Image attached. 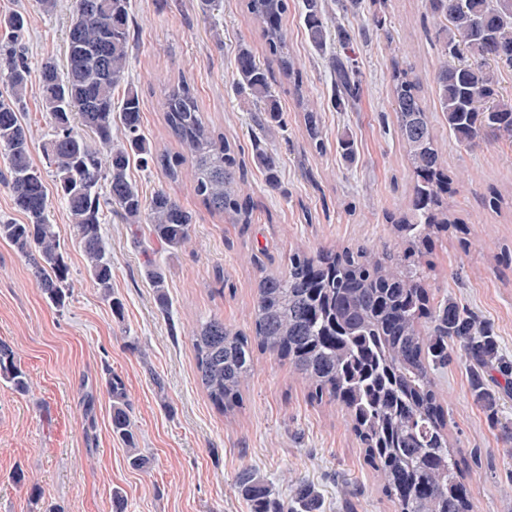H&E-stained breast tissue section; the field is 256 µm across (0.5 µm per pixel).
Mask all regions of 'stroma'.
Here are the masks:
<instances>
[{"label": "stroma", "mask_w": 512, "mask_h": 512, "mask_svg": "<svg viewBox=\"0 0 512 512\" xmlns=\"http://www.w3.org/2000/svg\"><path fill=\"white\" fill-rule=\"evenodd\" d=\"M284 25L302 69L304 87L321 114L325 150L310 146L302 112L287 80L277 74L244 0H224L204 13L200 0H130L133 40L127 86L143 100V134L153 146L178 153L168 135L161 101L168 83L191 79L200 106L217 130L241 148L245 189L254 202L249 225L225 223L194 195L188 178L169 181L157 169L132 164L130 176L144 196L163 189L195 216L191 239L177 252L153 241L145 224H126L105 211L103 235L112 258V295L104 297L86 269L65 207L51 199L49 221L59 234L70 269L71 294L52 305L27 259L0 239V341L13 347L30 388L20 394L0 382V512H112V494L126 512H252L237 476L256 471L272 498L287 499L304 481L321 497L320 512H397L383 494L340 405L311 400L287 362L255 352L243 404L224 417L194 374L190 334L216 316L249 326L254 282L260 270L287 273L295 249L316 252L335 245L382 248L393 243L391 219L402 212L412 174L390 106L391 58L378 29L390 30L434 101V74L442 43L424 0H364L359 15L333 13L355 37L347 52L360 73L359 100L335 105L328 56L309 44L302 0H288ZM73 0H58L44 14L38 0H0V15L29 17L27 55L32 68L62 62ZM220 39H213V32ZM272 69L281 121L254 125V107L233 79L239 44ZM32 134V159L45 167L43 145L52 134L38 85L21 109ZM431 123L452 178L451 217L462 231L434 238L426 255L434 300L452 297L495 336L512 359V145L468 148L449 132L440 109ZM281 160L279 190H269L253 161L254 145ZM496 205H489V198ZM167 270V306H159L145 276L148 263ZM121 311H113L110 298ZM125 384L136 443L148 465L131 468L128 448L110 426L109 375ZM448 404V429L459 443L474 512H512V442L495 418H512L504 392L497 417L473 397L467 363L457 360L436 374Z\"/></svg>", "instance_id": "35a3bbf8"}]
</instances>
